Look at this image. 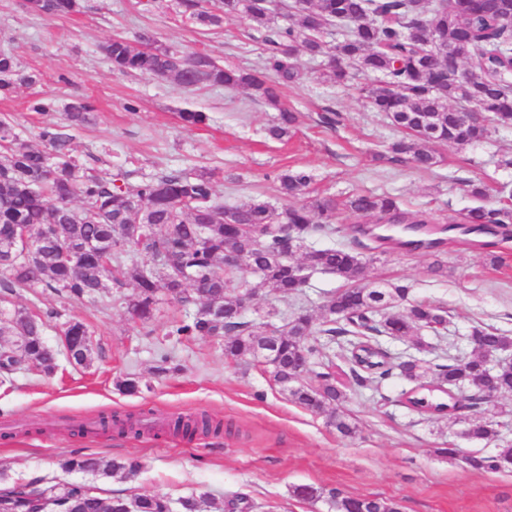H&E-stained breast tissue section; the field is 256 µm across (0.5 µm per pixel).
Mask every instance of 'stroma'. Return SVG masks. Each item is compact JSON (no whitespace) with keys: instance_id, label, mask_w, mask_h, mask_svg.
<instances>
[{"instance_id":"1","label":"stroma","mask_w":512,"mask_h":512,"mask_svg":"<svg viewBox=\"0 0 512 512\" xmlns=\"http://www.w3.org/2000/svg\"><path fill=\"white\" fill-rule=\"evenodd\" d=\"M83 4L81 13L46 18L29 14L20 0H0V49L43 74L41 84L0 98V118L20 125L29 144H38L45 121L64 119L60 111L31 112L33 98L62 105L82 96L94 106L95 118L74 130V155L93 166L128 171L135 181L170 169H213L219 174V201H261L278 208L277 174L304 170L318 193L339 199L355 192L395 197L408 214L430 213L436 226L446 227V242L436 251H371L363 278L406 281L414 299L446 308V328L424 337L450 356L471 353L469 334L476 326L512 336V225L494 236L490 247L485 235L456 229L462 212L475 204L469 182L483 181L492 200L512 197V126H492L489 138L476 147L440 146L436 166L418 170L409 161L386 158L400 133L383 114L367 108L359 81L327 83L320 62L302 53L300 80L282 91L298 122L287 140H274L267 130L276 110L248 90L185 88L170 79L122 74L100 52L113 36L133 42L147 30L158 45L180 54L203 52L220 64L251 69L264 50L247 20L204 28L183 14L178 0ZM184 109L206 113V122L183 126L179 113ZM330 112L341 113L339 124L325 123ZM341 284L334 275L313 272L298 299L285 303L262 292L254 306L282 314L300 308L313 312ZM182 314V307L168 299L154 322L144 324L115 292L70 303L68 318L85 322L93 332L92 363L82 368L63 360L50 376L31 367L0 385V484L38 473L65 476L106 495L176 499L205 493L209 512H229L228 502L239 499L243 512H336L326 499L296 498L295 486L307 484L333 487L344 496L392 498L401 512H512V470L477 472L463 461L512 444V394L454 419H435L407 407L404 393L411 383L397 376L379 389L349 394L343 408L360 432L346 438L287 401L262 368L226 361L217 340L169 337L171 323ZM165 353L176 370L155 375ZM129 377L139 381V393L119 388ZM143 409L150 422L161 425L204 413L223 421L224 434L190 442L173 435L157 440L148 432L129 439L71 434L72 424L96 420L100 412ZM473 419L497 423V440L467 437ZM450 444L458 450L453 459L440 453ZM77 448L106 462L135 457L143 468L127 479L63 473L59 460Z\"/></svg>"}]
</instances>
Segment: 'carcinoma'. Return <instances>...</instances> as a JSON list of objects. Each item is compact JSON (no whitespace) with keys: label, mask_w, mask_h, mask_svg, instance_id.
Returning <instances> with one entry per match:
<instances>
[{"label":"carcinoma","mask_w":512,"mask_h":512,"mask_svg":"<svg viewBox=\"0 0 512 512\" xmlns=\"http://www.w3.org/2000/svg\"><path fill=\"white\" fill-rule=\"evenodd\" d=\"M183 13L202 27H219L224 20L243 17L260 33L264 45L262 66L242 71L195 53L183 56L155 44L147 32L138 35L142 48L115 37L102 53L120 73L172 79L185 88L199 86L246 88L251 95L278 110L269 135L289 137L297 116L285 106L280 87L301 74L299 52L327 58L321 70L325 81L345 84L355 76L375 79L360 87L364 101L382 112L407 136L393 142L396 157H408L429 170L437 163L436 147L475 145L488 137L484 120L471 113L477 104L502 126H512V0H294L289 21L280 25L274 0H180ZM82 0H35L30 11L43 17L81 12ZM331 27L340 37L329 43ZM42 73L24 68L15 54L0 50V96L20 87L32 88ZM65 123L41 127V146L34 148L8 120H0V256L17 254L14 265L0 269V336H20L23 347L0 360V381L32 364L51 375L64 356L85 367L91 361L88 326L78 320L63 323L65 340L52 345L46 329L72 301H94L109 290L122 294L128 312L143 324L152 322L160 296L168 295L185 309L167 335L178 340L216 338L224 358L241 365H260L281 391L302 409L323 418L343 436L356 425L340 409L347 393L338 386L330 346L341 338L349 353L350 373L359 388L379 387L396 375L416 383L405 392L406 404L429 417L457 414L485 404L488 392L512 393V362L490 371L484 353L512 348V336L494 328L476 327L471 336L473 354L446 364L429 366L413 354L394 356L383 348L380 336L410 340L421 351V332L439 330L448 312L439 306L410 299L411 285L358 279L367 262L363 253L346 246H305L324 232L336 231L340 206L349 208L367 224H412L420 229L433 223L425 212L409 218L398 202L385 195L358 193L345 203L330 195H307L311 182L304 172L278 176L277 192L287 204L277 210L266 202L226 206L215 194L210 170L161 172L132 181L129 173L112 172L79 163L72 155L71 130L90 124L93 108L83 99L64 106ZM303 199L291 205V199ZM463 223L472 231L512 224V208L484 203L466 211ZM41 239L38 254L24 253L22 235ZM112 248L110 266L88 245L100 242ZM305 247L293 260L289 242ZM73 251L68 260L57 253ZM253 281L241 278V266ZM335 275L346 286L329 293L318 306L294 313L278 325L265 317L249 320L243 294L254 300L266 291L286 301L303 292L308 279L299 268ZM36 297L51 293L59 306L42 313L17 304L21 292ZM403 306L388 314L389 307ZM146 417L126 413L98 416L94 427L80 424L74 434H108L138 438ZM161 432L191 440L198 435L219 436L224 423L206 414L178 417ZM472 439L494 441V423L474 420ZM476 471L512 469V445L491 455L464 459ZM62 471L136 475L135 459L102 465L100 458L79 448L59 462ZM301 499L326 497L337 512H401L391 499L342 497L334 489L295 488ZM14 512H203L207 496L173 500L160 494L102 497L82 483L48 479L33 474L0 488Z\"/></svg>","instance_id":"carcinoma-1"}]
</instances>
